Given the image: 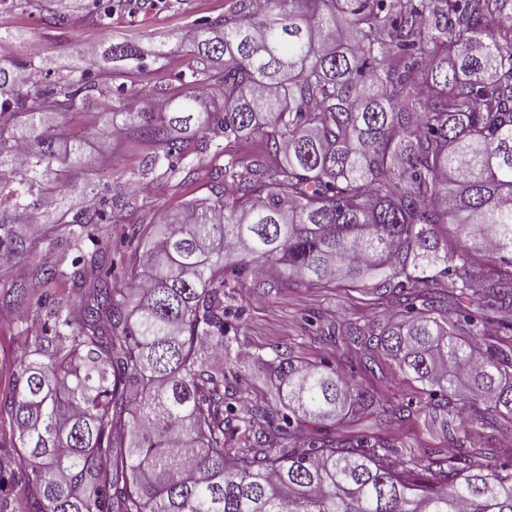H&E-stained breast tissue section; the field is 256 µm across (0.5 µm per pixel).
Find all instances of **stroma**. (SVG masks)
<instances>
[{
    "label": "stroma",
    "mask_w": 512,
    "mask_h": 512,
    "mask_svg": "<svg viewBox=\"0 0 512 512\" xmlns=\"http://www.w3.org/2000/svg\"><path fill=\"white\" fill-rule=\"evenodd\" d=\"M234 0H138L130 11L112 18L109 31H102L93 18L78 13L74 25L57 28L21 9L0 15V28L24 32L23 41L0 39V62L29 60L43 69L44 84H53L81 64V50L86 43L104 38L118 41L136 39L164 45L168 58L151 65L140 75L147 87H180L191 84L189 49L181 38L188 26L215 18L231 8ZM111 91H104L79 111L60 116L52 130L60 144L80 143L85 164L60 165L58 176L68 188L67 203L71 211L100 205L114 189L140 187L132 206L115 213L102 224L103 239L113 254L129 250L125 237L129 224L139 219L160 223L166 215L183 210L196 198L211 196L213 176L224 167L227 158L246 160L261 149L259 138L223 141L220 151L199 154L186 149L174 167L160 166L143 174L142 163L150 156L152 144L129 135L113 137L107 124L110 119L103 107ZM194 168L193 181L183 179L186 168ZM65 225L46 224L32 237L29 251L16 264L0 269V311L10 319L0 321V393L9 391L21 352L33 345V336L42 323L50 301L64 298L61 288L30 289L24 304L3 303L11 288L28 281L32 268L55 265L61 256L75 258L90 253L93 243L82 240L66 245ZM239 302L244 307L243 334L249 351H268L278 345L291 346L296 354L312 361L333 360L335 347L323 340L324 329L331 320L356 322L379 316L383 311L373 290L351 288H308L294 285L258 296L251 284L239 288ZM390 394L412 400L414 416L403 428L394 431L398 442L413 448H445L449 440L442 432L435 411L426 404L420 383L402 374H394L388 383Z\"/></svg>",
    "instance_id": "35a3bbf8"
}]
</instances>
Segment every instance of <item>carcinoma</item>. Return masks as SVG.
I'll list each match as a JSON object with an SVG mask.
<instances>
[{
	"label": "carcinoma",
	"instance_id": "obj_1",
	"mask_svg": "<svg viewBox=\"0 0 512 512\" xmlns=\"http://www.w3.org/2000/svg\"><path fill=\"white\" fill-rule=\"evenodd\" d=\"M64 0H0L57 28ZM235 0L187 30L203 75L159 94L136 74L159 47L111 42L109 67L44 88L30 61L0 63V204L43 215L62 196L61 155L41 132L118 76L112 129L152 141L153 170L216 139L263 140L217 173L224 190L188 203L175 228L131 224L144 250L82 258L0 400L24 466L22 512H512V447L452 428L453 447L419 455L388 430L412 420L389 374H411L429 404L512 421V0ZM122 0H90L106 29ZM163 97L167 107L145 106ZM101 210L59 213L71 239ZM28 238L0 220V255ZM262 294L386 289L382 322L331 323L336 364L279 347L257 386L240 370L244 309ZM354 356L358 374L344 360ZM374 417L385 431L347 434Z\"/></svg>",
	"mask_w": 512,
	"mask_h": 512
}]
</instances>
